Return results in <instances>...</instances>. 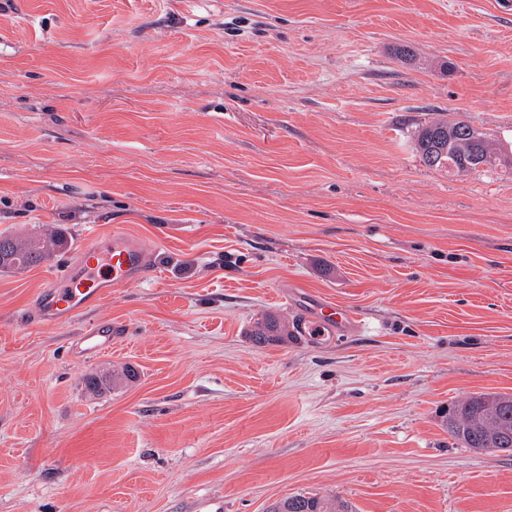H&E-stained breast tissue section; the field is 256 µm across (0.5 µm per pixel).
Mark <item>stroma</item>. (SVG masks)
<instances>
[{
	"label": "stroma",
	"mask_w": 512,
	"mask_h": 512,
	"mask_svg": "<svg viewBox=\"0 0 512 512\" xmlns=\"http://www.w3.org/2000/svg\"><path fill=\"white\" fill-rule=\"evenodd\" d=\"M443 112L512 145V0H0V231L69 238L0 274V512H512L440 417L512 394V152L426 166ZM91 226L152 276L32 323ZM324 300L363 328L246 335ZM246 335L257 347H263L272 343L288 342L293 337V332H288V325L273 314H265L257 319ZM124 334L125 329L122 325L100 324L79 336L73 347L81 356H94L112 350V344ZM353 506L338 497L296 494L276 502L268 512H353Z\"/></svg>",
	"instance_id": "stroma-1"
}]
</instances>
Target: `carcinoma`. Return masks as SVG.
I'll return each mask as SVG.
<instances>
[{
	"label": "carcinoma",
	"instance_id": "carcinoma-1",
	"mask_svg": "<svg viewBox=\"0 0 512 512\" xmlns=\"http://www.w3.org/2000/svg\"><path fill=\"white\" fill-rule=\"evenodd\" d=\"M470 124L460 119L441 117L418 127L414 146L428 167L446 168L457 174L479 171L474 157L479 155L485 165H493L500 154L493 139L483 135L480 146L473 145L467 129ZM68 238L59 227L27 239L0 232V272L27 270L50 260L66 249ZM246 336L257 347L285 343L293 333L288 325L273 314L256 320ZM497 403L490 420H483L487 399ZM442 424L451 437L466 448H483L494 438L497 452L512 455V394L477 393L457 400L443 411ZM268 512H353L349 502L338 497L296 494L269 507Z\"/></svg>",
	"mask_w": 512,
	"mask_h": 512
}]
</instances>
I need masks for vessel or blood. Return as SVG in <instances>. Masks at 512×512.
I'll return each instance as SVG.
<instances>
[{
    "instance_id": "vessel-or-blood-1",
    "label": "vessel or blood",
    "mask_w": 512,
    "mask_h": 512,
    "mask_svg": "<svg viewBox=\"0 0 512 512\" xmlns=\"http://www.w3.org/2000/svg\"><path fill=\"white\" fill-rule=\"evenodd\" d=\"M149 273L147 252L137 241L119 231L95 235L79 261L41 291L38 318L54 324L69 321L112 289L141 281ZM358 325L352 312L324 302L317 315L300 323L298 332L306 338L323 337ZM124 334L123 326L99 325L79 336L74 350L85 357L94 356L111 350Z\"/></svg>"
}]
</instances>
